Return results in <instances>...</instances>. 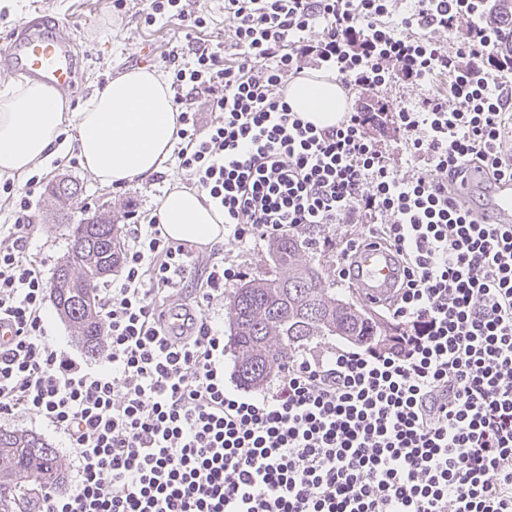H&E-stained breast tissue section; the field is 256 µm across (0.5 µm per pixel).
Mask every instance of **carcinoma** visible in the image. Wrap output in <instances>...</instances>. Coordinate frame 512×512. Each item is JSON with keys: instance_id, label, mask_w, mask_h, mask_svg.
<instances>
[{"instance_id": "cac0c4a2", "label": "carcinoma", "mask_w": 512, "mask_h": 512, "mask_svg": "<svg viewBox=\"0 0 512 512\" xmlns=\"http://www.w3.org/2000/svg\"><path fill=\"white\" fill-rule=\"evenodd\" d=\"M82 188L60 179L50 196L65 210ZM67 256L55 269L51 297L58 314L81 337L85 352L96 357L103 348L104 328L98 315V283L120 267L119 225L112 211L97 213L93 224L69 229ZM304 243L287 236L272 244L271 253L283 273L254 278L234 292L229 303L230 350L240 384L260 387L296 350L315 336H337L356 345L392 342L390 329L359 316L322 287L319 271L300 260ZM66 476L56 449L42 437L0 427V512H14L22 490L57 487Z\"/></svg>"}]
</instances>
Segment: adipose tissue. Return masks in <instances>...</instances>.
<instances>
[{
    "label": "adipose tissue",
    "instance_id": "obj_1",
    "mask_svg": "<svg viewBox=\"0 0 512 512\" xmlns=\"http://www.w3.org/2000/svg\"><path fill=\"white\" fill-rule=\"evenodd\" d=\"M294 112L320 128L334 126L346 106L334 77L298 76L285 89ZM178 114L165 79L131 70L112 79L81 111H69L62 95L41 82L0 90V178L44 166L61 131L73 127L82 166L100 184L120 185L163 171L176 141ZM158 214L178 241L211 246L224 240V215L194 190L173 188Z\"/></svg>",
    "mask_w": 512,
    "mask_h": 512
}]
</instances>
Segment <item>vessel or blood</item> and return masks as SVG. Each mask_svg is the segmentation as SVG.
<instances>
[{"instance_id":"b4317fda","label":"vessel or blood","mask_w":512,"mask_h":512,"mask_svg":"<svg viewBox=\"0 0 512 512\" xmlns=\"http://www.w3.org/2000/svg\"><path fill=\"white\" fill-rule=\"evenodd\" d=\"M59 26L39 20L24 22L19 36L0 49V63L28 78L60 89H72L76 79V58L71 43L58 33ZM490 221L512 220V181L497 183L489 203ZM358 280L366 302L383 301L398 277L389 252L381 248L362 250L357 259Z\"/></svg>"}]
</instances>
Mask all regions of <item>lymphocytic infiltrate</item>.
Here are the masks:
<instances>
[{"instance_id":"obj_1","label":"lymphocytic infiltrate","mask_w":512,"mask_h":512,"mask_svg":"<svg viewBox=\"0 0 512 512\" xmlns=\"http://www.w3.org/2000/svg\"><path fill=\"white\" fill-rule=\"evenodd\" d=\"M493 0H224L234 64L208 47L171 71L188 186L246 248L304 235L353 282L378 244L400 272L387 300L408 330L390 346L294 355L259 392L224 382L211 302L246 275L206 266L158 218L133 225L119 280L101 289L97 363L47 338L48 282L29 254L43 181L0 182V418L31 415L75 450L68 492L37 512H512V224H488L458 191L468 172L512 179V62ZM318 39H310L315 25ZM316 70L375 90L448 78L421 111L357 109L324 129L285 97ZM215 120L200 129L196 95ZM393 125L423 176L400 178L367 133ZM193 301L171 306L193 276Z\"/></svg>"}]
</instances>
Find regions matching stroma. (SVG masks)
<instances>
[{
    "label": "stroma",
    "instance_id": "1",
    "mask_svg": "<svg viewBox=\"0 0 512 512\" xmlns=\"http://www.w3.org/2000/svg\"><path fill=\"white\" fill-rule=\"evenodd\" d=\"M147 6V0H125L120 7L115 6L114 0H0V47L13 40L25 20L42 15L57 20L62 37L72 42L77 58L76 86L63 94L74 112L80 111L112 78L138 69L141 50L146 46L152 50L149 69L163 75L173 65L191 63L192 50L199 46L220 49L222 57L233 60L235 23L224 15V0H198L207 26L194 32L187 31L183 22L172 17L162 16L153 24H146L143 12ZM432 91L447 93V81L438 80L430 89L394 82L363 96L351 89L345 95L352 109L364 102L410 108ZM38 174L50 183L64 177L82 186L83 193L71 208L72 221L108 205L125 232L130 229L129 212H136L138 221L148 223L163 194L183 182L182 172L172 162L163 172L142 181L101 185L81 165L75 132L69 127L62 131L59 155L39 169ZM32 215L34 234L30 251L43 259L44 273L49 276L70 247L67 227L47 193L36 195Z\"/></svg>",
    "mask_w": 512,
    "mask_h": 512
}]
</instances>
